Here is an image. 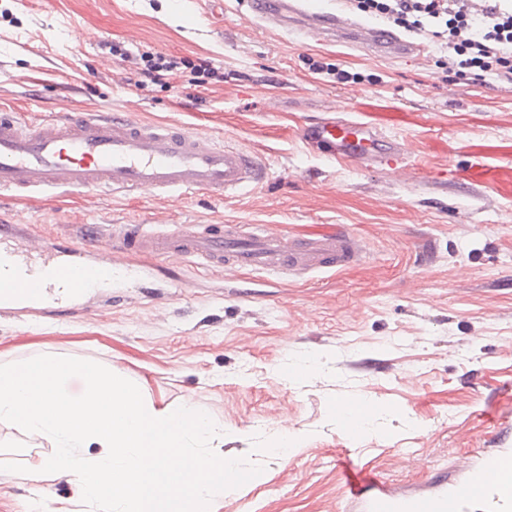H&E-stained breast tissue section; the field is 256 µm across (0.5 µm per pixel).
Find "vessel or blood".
<instances>
[{"label": "vessel or blood", "mask_w": 512, "mask_h": 512, "mask_svg": "<svg viewBox=\"0 0 512 512\" xmlns=\"http://www.w3.org/2000/svg\"><path fill=\"white\" fill-rule=\"evenodd\" d=\"M245 2L267 27H298L329 42L352 34L380 58L424 50L422 43L391 31L332 9H317L312 0ZM350 112L346 104L327 109L303 127V141L331 161L368 167L403 153L397 136L352 119ZM264 175L265 165L254 152L181 124L69 112L32 128L0 109L1 192L64 195L99 189L113 194L194 192L224 197L259 186ZM15 232L14 224H0V289L29 297L44 288H83L90 280H108L121 272L118 265L88 261L76 251L65 261H18L15 250L3 245ZM112 250L120 255L196 256L221 270L286 275L344 268L362 257L356 240L345 235L296 240L271 235L260 225L245 231L230 224L209 232L179 228L163 236L122 225L113 232ZM341 488L352 512H465L475 500L492 502L496 512H512V454L498 448L482 450L475 476L452 486L438 482L432 492L402 495L371 475L351 470L344 471Z\"/></svg>", "instance_id": "b4317fda"}]
</instances>
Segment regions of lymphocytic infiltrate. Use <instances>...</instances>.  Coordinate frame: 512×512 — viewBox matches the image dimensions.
I'll use <instances>...</instances> for the list:
<instances>
[{
	"label": "lymphocytic infiltrate",
	"mask_w": 512,
	"mask_h": 512,
	"mask_svg": "<svg viewBox=\"0 0 512 512\" xmlns=\"http://www.w3.org/2000/svg\"><path fill=\"white\" fill-rule=\"evenodd\" d=\"M353 13L379 17L406 32L432 38L446 51L445 69L482 72L512 85V0H491L473 13V0H343ZM113 54L133 60L137 85L145 89L171 75H182L190 86L206 88L221 81L218 68L159 52H134L114 44Z\"/></svg>",
	"instance_id": "1"
}]
</instances>
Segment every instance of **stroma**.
<instances>
[{"label": "stroma", "instance_id": "stroma-1", "mask_svg": "<svg viewBox=\"0 0 512 512\" xmlns=\"http://www.w3.org/2000/svg\"><path fill=\"white\" fill-rule=\"evenodd\" d=\"M247 5L189 0H0V107L37 125L59 114L126 112L242 145L264 182L229 197L99 190L0 196L20 246L84 247L112 258V225L160 234L263 225L273 235L355 237L360 264L302 277L221 271L197 258L136 256L112 287L50 305L0 310V363L50 353L91 360L156 401L224 424V450L264 472L225 491L219 512H348L336 460L401 492L466 478L480 450L512 449V86L439 68L438 45L383 60L308 34L262 32ZM126 48L204 60L224 74L197 91L182 79L143 90ZM321 60L363 76L336 84ZM403 140V166L361 167L305 147L302 124L330 102ZM96 229L85 244L83 227ZM311 359L312 385L284 383ZM381 409L350 439L330 407ZM301 438L264 454L277 428ZM72 486L32 489L0 471V512H55Z\"/></svg>", "mask_w": 512, "mask_h": 512}]
</instances>
